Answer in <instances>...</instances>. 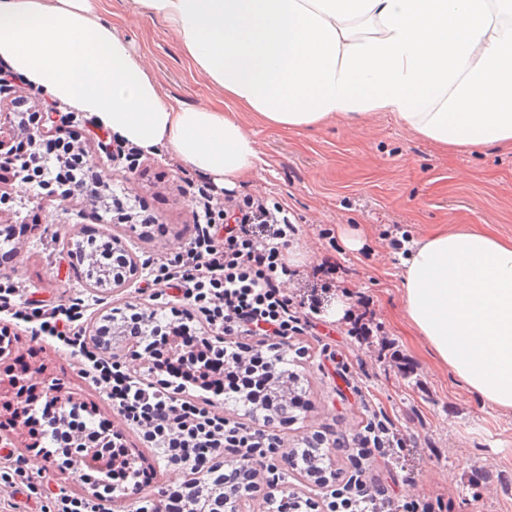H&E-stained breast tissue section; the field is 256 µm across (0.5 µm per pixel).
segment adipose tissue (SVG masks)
<instances>
[{
    "instance_id": "adipose-tissue-1",
    "label": "adipose tissue",
    "mask_w": 512,
    "mask_h": 512,
    "mask_svg": "<svg viewBox=\"0 0 512 512\" xmlns=\"http://www.w3.org/2000/svg\"><path fill=\"white\" fill-rule=\"evenodd\" d=\"M100 0H0V61L121 141L224 186L261 161L238 113L312 129L389 112L445 150L512 146V0H132L174 28L229 110L166 97ZM409 320L485 401L512 407V243L428 235Z\"/></svg>"
}]
</instances>
